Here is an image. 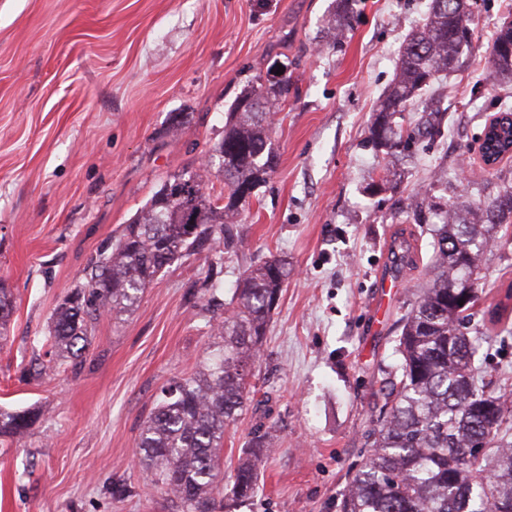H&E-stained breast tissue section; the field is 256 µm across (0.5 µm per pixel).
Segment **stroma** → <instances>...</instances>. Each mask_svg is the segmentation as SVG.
Here are the masks:
<instances>
[{
	"mask_svg": "<svg viewBox=\"0 0 512 512\" xmlns=\"http://www.w3.org/2000/svg\"><path fill=\"white\" fill-rule=\"evenodd\" d=\"M429 4L357 0L338 46L321 51L334 0H0V277L15 297L0 409L43 410L25 435L0 437V512H171L136 444L161 387L191 373L210 341L204 258L167 267L134 310L100 318L80 376L21 370L87 258L163 180L199 168L229 105L276 60L293 82L275 110L278 166L241 208L245 246L219 279L232 293L273 255L292 272L254 399L224 434V476L256 428L274 448L253 497L225 499L224 512H338L371 453L376 381L399 364L401 320L429 280L431 236L404 223L397 199L444 182L449 200L476 201L512 180V157L488 173L478 153L498 101L512 106V83L486 93L480 50L431 92L448 109L447 138L398 162L397 192L365 191L379 168L363 145L373 107ZM511 21L505 0H477L481 42ZM176 112L188 122L173 136ZM402 239L415 263L398 270Z\"/></svg>",
	"mask_w": 512,
	"mask_h": 512,
	"instance_id": "obj_1",
	"label": "stroma"
}]
</instances>
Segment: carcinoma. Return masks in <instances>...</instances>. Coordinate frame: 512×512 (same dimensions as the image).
I'll list each match as a JSON object with an SVG mask.
<instances>
[{"instance_id": "obj_1", "label": "carcinoma", "mask_w": 512, "mask_h": 512, "mask_svg": "<svg viewBox=\"0 0 512 512\" xmlns=\"http://www.w3.org/2000/svg\"><path fill=\"white\" fill-rule=\"evenodd\" d=\"M354 2L337 0L328 20L331 37L354 19ZM472 7L469 0H431L426 21L407 36L395 79L376 104L365 138V147L385 163L415 158L445 137L448 109L432 103L414 112V98L458 67L463 52L480 49L470 27ZM486 51L491 86L511 80L512 24L497 31ZM288 85V71L277 75L275 65L267 67L265 82L230 105L207 164L165 180L132 221L90 256L83 281L58 301L45 334L31 339L48 360H31L29 375L62 370L77 376L103 314L133 309L166 267L204 257L202 293L213 342L192 373L162 387L137 442L141 472L175 512H221L226 495L249 499L268 456L270 443L256 436L249 456L223 482L224 431L247 408L288 263L270 258L252 266L228 307L211 270L244 246L231 216L275 172L271 108L288 97ZM494 119L503 137L485 136L480 149L483 156L496 155L497 163L512 148V111L501 108ZM213 169L224 174V194L215 199L203 179ZM447 194L445 187L439 196L425 189L407 197L413 223L431 225L432 279L403 325L401 364L382 372L376 425L368 432L372 453L352 476L339 512H498L497 504H512V397L496 391L476 363L483 344L512 335V283L503 298L480 307L479 264L484 250L509 239L512 185L499 186L477 204L450 202ZM469 280L473 295L460 305L461 286ZM12 311V294L0 279L1 346L10 340ZM463 324L473 335H456ZM40 414L39 408L0 411V436L24 435ZM477 441L483 452L467 453Z\"/></svg>"}]
</instances>
